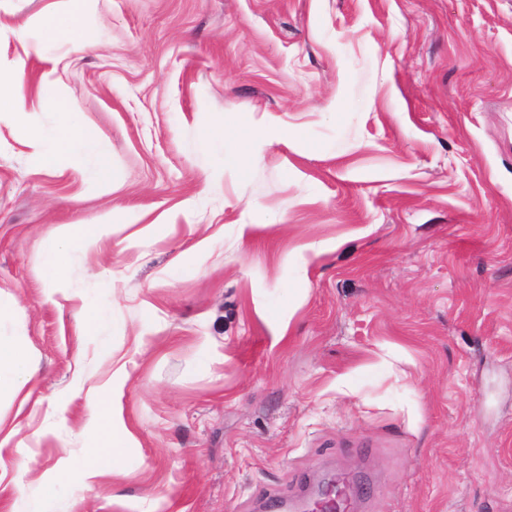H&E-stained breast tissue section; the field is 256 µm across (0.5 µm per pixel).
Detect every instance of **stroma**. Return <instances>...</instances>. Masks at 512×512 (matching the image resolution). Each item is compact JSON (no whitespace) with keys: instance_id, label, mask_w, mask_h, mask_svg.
I'll return each instance as SVG.
<instances>
[{"instance_id":"1","label":"stroma","mask_w":512,"mask_h":512,"mask_svg":"<svg viewBox=\"0 0 512 512\" xmlns=\"http://www.w3.org/2000/svg\"><path fill=\"white\" fill-rule=\"evenodd\" d=\"M67 11L0 0V512H296L327 472L353 512H512V0ZM47 97L98 134L49 169ZM68 224L110 230L53 283ZM25 74L22 69L4 78L0 75V94L3 84L10 90L9 102L6 106L1 104L0 95V122L10 120L15 114L24 112L27 107L26 96L23 93ZM26 368L23 351L15 346L0 341V392L4 381L14 384V377ZM98 428L101 432L100 444L93 449L91 463L88 469L83 472L86 480L114 472L116 468L121 466L123 460L124 439L114 431L111 413L103 414L99 420Z\"/></svg>"}]
</instances>
